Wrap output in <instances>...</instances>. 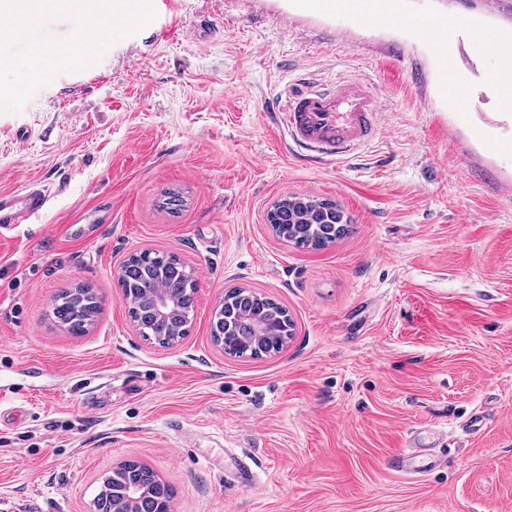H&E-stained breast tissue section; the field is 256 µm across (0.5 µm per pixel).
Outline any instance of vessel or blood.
I'll return each instance as SVG.
<instances>
[{
	"label": "vessel or blood",
	"mask_w": 512,
	"mask_h": 512,
	"mask_svg": "<svg viewBox=\"0 0 512 512\" xmlns=\"http://www.w3.org/2000/svg\"><path fill=\"white\" fill-rule=\"evenodd\" d=\"M277 109V121L292 142L328 163L355 156L381 132L382 110L377 92L369 84L348 76L322 83L299 75L279 92ZM46 203V195L37 190L0 195V229L25 223ZM440 464V457L414 438L395 459L396 469L406 474H424Z\"/></svg>",
	"instance_id": "b4317fda"
}]
</instances>
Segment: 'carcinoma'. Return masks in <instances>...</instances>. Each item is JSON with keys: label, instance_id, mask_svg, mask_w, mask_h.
I'll return each instance as SVG.
<instances>
[{"label": "carcinoma", "instance_id": "obj_1", "mask_svg": "<svg viewBox=\"0 0 512 512\" xmlns=\"http://www.w3.org/2000/svg\"><path fill=\"white\" fill-rule=\"evenodd\" d=\"M268 223L279 237L300 247L320 248L336 240V225L346 221L345 212L336 202L310 196L288 195L272 206ZM127 273L120 286L129 305V315L144 340L168 347L164 338H184L187 325L183 320L155 322L152 312L155 301L163 294L184 304L194 305L195 281L191 270L180 259L168 253L144 251L130 255L123 263ZM263 306L279 318L278 334L286 340L292 335L288 312L273 299L262 294L239 293L232 290L224 296V304L215 309L211 334L215 342H223L228 354L252 355L264 349L268 342L259 338L250 326L249 316ZM100 311V301L93 291L78 296L64 290L53 299L52 319L73 336L84 335L94 324ZM149 489V495L134 505V512H155L160 493L175 497V489L162 482L155 471L140 463L121 464L104 476L97 498H118L130 482Z\"/></svg>", "mask_w": 512, "mask_h": 512}]
</instances>
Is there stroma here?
<instances>
[{
    "mask_svg": "<svg viewBox=\"0 0 512 512\" xmlns=\"http://www.w3.org/2000/svg\"><path fill=\"white\" fill-rule=\"evenodd\" d=\"M154 5L99 63L0 112V194L48 193L0 232V403L19 412L0 425V512H91L130 459L176 488L174 512H512V112L488 43L512 33V0H393L386 23L313 0ZM427 17L451 26L447 52L413 28ZM444 55L465 93L444 89ZM298 65L373 85L379 138L303 160L266 115ZM291 194L339 202L345 234L320 250L277 237L266 213ZM144 250L195 272L188 334L166 348L138 336L118 285ZM78 284L102 304L79 337L49 312ZM237 287L287 309L280 352L214 343ZM482 408L493 419L461 431ZM443 429L445 465L394 469L412 433Z\"/></svg>",
    "mask_w": 512,
    "mask_h": 512,
    "instance_id": "obj_1",
    "label": "stroma"
}]
</instances>
